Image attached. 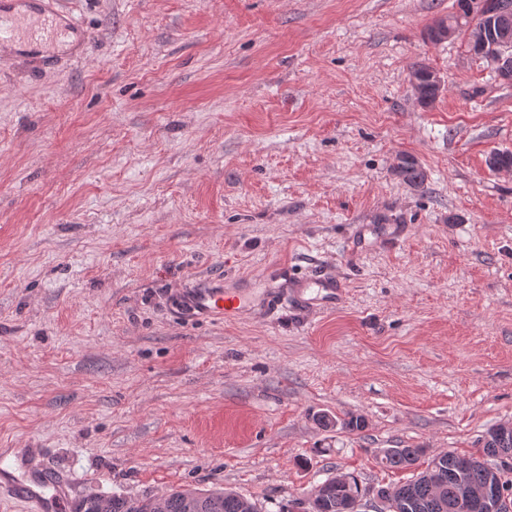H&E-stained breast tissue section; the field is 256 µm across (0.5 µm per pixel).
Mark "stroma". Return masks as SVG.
<instances>
[{
	"label": "stroma",
	"instance_id": "stroma-1",
	"mask_svg": "<svg viewBox=\"0 0 512 512\" xmlns=\"http://www.w3.org/2000/svg\"><path fill=\"white\" fill-rule=\"evenodd\" d=\"M58 3L80 57L0 49V457L45 449L74 500L230 487L264 512L351 474L375 512L417 472L383 449L475 456L512 422V171L486 164L512 84L425 41L456 0ZM279 264L343 302L169 311ZM422 453V449L419 448H387L380 460L390 468H405L415 464Z\"/></svg>",
	"mask_w": 512,
	"mask_h": 512
}]
</instances>
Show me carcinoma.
<instances>
[{
  "label": "carcinoma",
  "instance_id": "cac0c4a2",
  "mask_svg": "<svg viewBox=\"0 0 512 512\" xmlns=\"http://www.w3.org/2000/svg\"><path fill=\"white\" fill-rule=\"evenodd\" d=\"M459 11L446 17L453 36L469 32L468 52L485 60L494 54L489 48L477 51L476 32L483 23L480 16L470 17V0H458ZM429 68L418 66L423 104L436 100L438 92L426 77ZM402 181L420 187L425 173L413 160L403 157L397 167ZM423 453L420 448H388L381 463L390 468H405L415 464ZM495 458L499 464L490 465L487 459ZM512 423H500L488 430L482 439L479 457H459L444 453L433 457L424 471L409 482L393 488H380L376 496L384 503L387 512H486L470 501V508L462 505L475 489H487L495 512H512ZM316 498L308 502L305 512H357L360 501L369 493L356 478L334 475L316 485ZM195 501L194 512H244L246 497L229 489L196 490L175 488L167 492L166 512H187L186 501ZM108 512H151V498H128L114 495L109 498Z\"/></svg>",
  "mask_w": 512,
  "mask_h": 512
}]
</instances>
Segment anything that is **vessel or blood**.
<instances>
[{
  "label": "vessel or blood",
  "mask_w": 512,
  "mask_h": 512,
  "mask_svg": "<svg viewBox=\"0 0 512 512\" xmlns=\"http://www.w3.org/2000/svg\"><path fill=\"white\" fill-rule=\"evenodd\" d=\"M21 35L29 40L64 45L73 35L72 22L64 20L42 0L37 12H16L13 0H0V41ZM272 278L287 280L284 288H228L223 279H198L173 292L177 319L191 322H220L228 317H268L296 289L305 290L321 308H334L341 291L335 278L303 280L288 267L278 266ZM67 477L55 469L38 448L19 449L11 468H0V494L26 503L32 512H63L68 497Z\"/></svg>",
  "instance_id": "b4317fda"
}]
</instances>
